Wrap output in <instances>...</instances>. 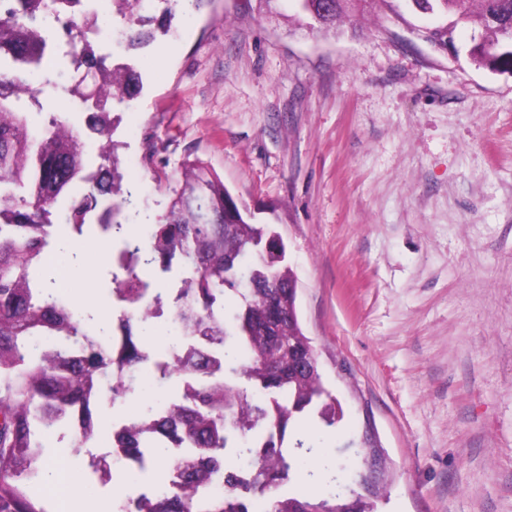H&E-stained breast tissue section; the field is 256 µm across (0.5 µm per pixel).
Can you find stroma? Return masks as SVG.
Returning a JSON list of instances; mask_svg holds the SVG:
<instances>
[{
  "instance_id": "35a3bbf8",
  "label": "stroma",
  "mask_w": 512,
  "mask_h": 512,
  "mask_svg": "<svg viewBox=\"0 0 512 512\" xmlns=\"http://www.w3.org/2000/svg\"><path fill=\"white\" fill-rule=\"evenodd\" d=\"M293 0H205L171 36L125 55L143 79L112 101L123 183L163 214L181 164L208 162L274 224L296 274L303 328L342 411L316 445L351 490L377 471L373 512H512V70L417 34L427 16L386 6L324 35ZM44 112L84 124L67 91ZM66 298L118 316L98 229L69 237ZM127 404L94 411L73 456L82 490L105 502L118 480L91 457L112 449Z\"/></svg>"
}]
</instances>
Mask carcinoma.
<instances>
[{"label": "carcinoma", "instance_id": "cac0c4a2", "mask_svg": "<svg viewBox=\"0 0 512 512\" xmlns=\"http://www.w3.org/2000/svg\"><path fill=\"white\" fill-rule=\"evenodd\" d=\"M173 2L161 20L140 13L141 0H111L127 19V48L149 47L204 0ZM310 27L323 33L386 0H296ZM414 12L463 21L477 30L471 62L496 72L512 61V0H405ZM64 23V58L86 70L93 89L69 92L87 105L82 129L49 115L33 132L17 108L29 94L12 71L0 69V512H50L40 496L52 456L48 427L76 423L71 452L95 435L93 408L122 403L140 390L139 367L153 361L152 377L182 376L173 400L146 405L114 433L119 468L166 471L149 493L118 499L113 512H371L360 495L346 496L333 477L317 498L282 495L280 488L302 471L312 446L293 426L310 412L326 428L336 426V398L326 388L316 353L297 311L296 280L288 258L265 242L275 231L255 223V213L199 159L188 160L166 212L147 224L146 238L127 235L134 192L122 189L109 100L134 99L142 78L128 63L98 54L85 32L108 14H87L82 0H0V58L20 70L42 67L50 53L41 21ZM443 52L448 31H423ZM100 138L102 166L86 191L70 195L84 179V135ZM112 202L98 227L121 244L112 274L113 296L131 307L118 319L122 355L112 357V334L92 312L72 306L47 281L43 259L72 234L100 198ZM163 280L180 270L179 286L163 292L137 269ZM169 313L182 341L158 354L134 329ZM164 448L158 459L156 448ZM248 464L224 469L227 451Z\"/></svg>", "mask_w": 512, "mask_h": 512}]
</instances>
